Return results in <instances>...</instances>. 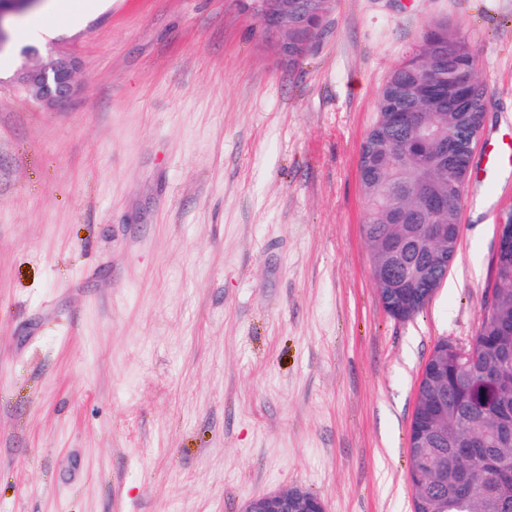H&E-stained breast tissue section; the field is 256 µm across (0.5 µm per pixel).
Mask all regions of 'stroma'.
<instances>
[{
	"mask_svg": "<svg viewBox=\"0 0 512 512\" xmlns=\"http://www.w3.org/2000/svg\"><path fill=\"white\" fill-rule=\"evenodd\" d=\"M447 21L512 129V0H336L283 62L241 0H95L37 63L0 56V512H241L287 487L327 512H411L423 366L469 346L512 163L469 183L422 312L382 307L362 142L390 71ZM75 70L73 59L58 57L36 68H23L21 79L36 99L59 104L67 102L76 93Z\"/></svg>",
	"mask_w": 512,
	"mask_h": 512,
	"instance_id": "35a3bbf8",
	"label": "stroma"
}]
</instances>
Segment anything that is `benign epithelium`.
I'll return each mask as SVG.
<instances>
[{
    "mask_svg": "<svg viewBox=\"0 0 512 512\" xmlns=\"http://www.w3.org/2000/svg\"><path fill=\"white\" fill-rule=\"evenodd\" d=\"M38 0H0V51L8 47L7 20L18 16L34 6ZM249 12L263 25L272 43L279 47L281 57L288 59V25H305L308 17L300 12L298 6L289 4V0H246ZM76 63L66 57H58L36 68H24L21 79L38 100L48 104H59L70 100L76 93ZM432 242L440 247L438 252L441 270L449 271L457 254V248L448 242L447 234L440 225L430 227ZM512 244V213L497 224L496 252L506 250ZM417 244L411 235H405L394 241L392 251L394 259L379 264V285L382 288H394L388 302L383 307L390 310L398 321L411 318L415 304H426L442 285V280L429 276L423 279L427 291L420 297L409 295L404 288L405 282L414 280L422 271L423 265L413 259ZM444 437L441 430L433 427L409 443L410 453L422 460V466L435 477L436 485L444 489L448 483V471L437 461L426 456L425 448L435 439ZM242 512H326L325 503L314 494L302 488H287L256 496L247 501Z\"/></svg>",
    "mask_w": 512,
    "mask_h": 512,
    "instance_id": "7a95c632",
    "label": "benign epithelium"
}]
</instances>
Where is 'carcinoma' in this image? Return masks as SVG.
I'll return each mask as SVG.
<instances>
[{
	"label": "carcinoma",
	"instance_id": "cac0c4a2",
	"mask_svg": "<svg viewBox=\"0 0 512 512\" xmlns=\"http://www.w3.org/2000/svg\"><path fill=\"white\" fill-rule=\"evenodd\" d=\"M318 34L288 33V61L303 57ZM469 80L468 93L482 119L487 111V91L478 78L477 59L469 44L445 21L427 26L414 53L396 65L378 96L377 118L360 154L367 158L359 175L367 203L363 226L370 252L387 246L403 224H444L448 233L457 228L456 214L473 172V158L456 152L455 137L465 114L454 99L452 73ZM387 112H405L407 118L389 130L381 119ZM441 194L448 205L426 214L420 199ZM497 282L496 303L481 315L476 336L475 361L466 372L459 369V355L443 349L428 366L433 389L448 399V418L437 421L448 428L441 448H467L475 438L488 440L496 457L512 461V388L495 385L494 376L512 372V250L493 263ZM448 469L467 471L476 482L486 480L485 465L475 460L448 457ZM429 479L415 486L413 512H438L425 500L437 501ZM504 497L495 485L480 497L462 502L448 499L447 512H505Z\"/></svg>",
	"mask_w": 512,
	"mask_h": 512
}]
</instances>
